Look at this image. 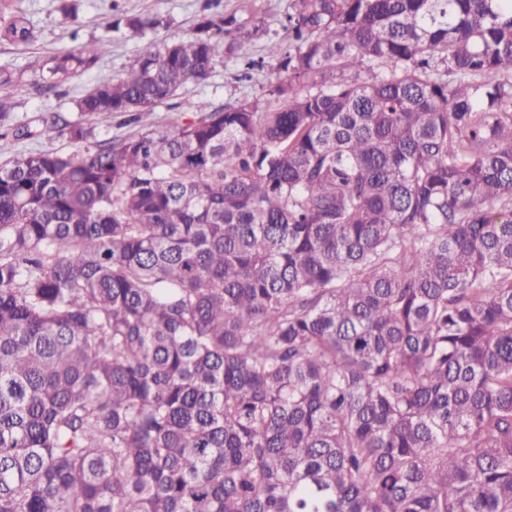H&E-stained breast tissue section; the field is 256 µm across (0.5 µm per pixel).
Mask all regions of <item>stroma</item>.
<instances>
[{"mask_svg": "<svg viewBox=\"0 0 512 512\" xmlns=\"http://www.w3.org/2000/svg\"><path fill=\"white\" fill-rule=\"evenodd\" d=\"M289 0H255L265 28L264 37L252 47L254 57L264 58L265 69L245 71L243 65L218 52L216 69L209 81L190 85L179 94L158 105L155 120L162 125H174L194 118V105L204 100L216 106L243 96H262L268 89L272 52L287 45L284 28ZM205 0H78V17L66 20L57 10V0H18L19 6L32 19L37 38L22 45L0 43V65L9 66L18 77L17 122L27 123L46 113H58L70 122L78 121L76 100L92 87L99 74L125 76L142 48L150 43L176 41L189 35ZM142 15L157 19L158 24L132 34L108 31L111 14ZM111 37L108 53L102 57L98 71L81 75L45 96L38 92L36 81L39 66L50 55Z\"/></svg>", "mask_w": 512, "mask_h": 512, "instance_id": "35a3bbf8", "label": "stroma"}]
</instances>
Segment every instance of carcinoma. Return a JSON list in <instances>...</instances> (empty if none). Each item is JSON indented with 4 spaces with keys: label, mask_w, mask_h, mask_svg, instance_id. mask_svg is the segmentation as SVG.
Returning a JSON list of instances; mask_svg holds the SVG:
<instances>
[{
    "label": "carcinoma",
    "mask_w": 512,
    "mask_h": 512,
    "mask_svg": "<svg viewBox=\"0 0 512 512\" xmlns=\"http://www.w3.org/2000/svg\"><path fill=\"white\" fill-rule=\"evenodd\" d=\"M220 4L75 123L0 67V137L78 145L0 165V512H512V0H290L267 97L154 125L263 68ZM224 43L217 50V65L207 84L189 85L179 94L155 108L154 118L161 125H175L196 116L194 103L205 100L214 106L243 96H262L268 90L271 76L269 67L248 71L244 76V66L228 58Z\"/></svg>",
    "instance_id": "obj_1"
}]
</instances>
